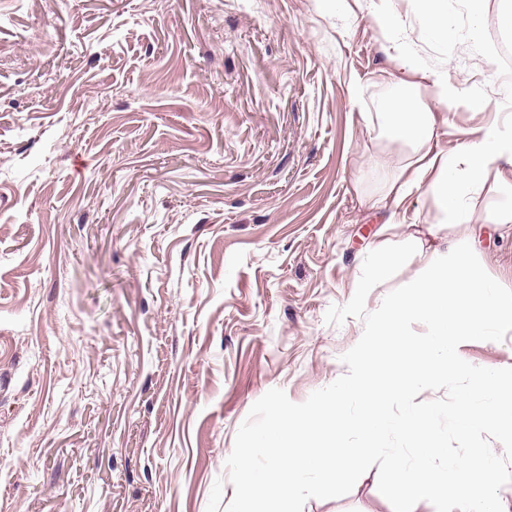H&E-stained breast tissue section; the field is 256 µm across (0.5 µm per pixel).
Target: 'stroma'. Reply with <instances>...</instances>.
<instances>
[{
  "instance_id": "stroma-1",
  "label": "stroma",
  "mask_w": 512,
  "mask_h": 512,
  "mask_svg": "<svg viewBox=\"0 0 512 512\" xmlns=\"http://www.w3.org/2000/svg\"><path fill=\"white\" fill-rule=\"evenodd\" d=\"M402 40L479 87L440 143L512 125V33L483 0H452L431 38L393 0ZM374 0H0V512H236L237 469L271 403L300 411L353 380L387 293L360 283L386 227L377 207L407 148L363 115L405 76ZM361 99H354L355 84ZM475 260L512 295V236L478 227ZM512 370V334L461 349ZM468 380L441 375L393 413L430 412L433 470L498 466L512 512V436L461 426ZM418 436L389 430L339 492L300 486L297 512H397L392 465Z\"/></svg>"
}]
</instances>
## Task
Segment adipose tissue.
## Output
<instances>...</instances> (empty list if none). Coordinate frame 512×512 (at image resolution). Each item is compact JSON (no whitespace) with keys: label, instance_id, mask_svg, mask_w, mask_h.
Segmentation results:
<instances>
[{"label":"adipose tissue","instance_id":"adipose-tissue-1","mask_svg":"<svg viewBox=\"0 0 512 512\" xmlns=\"http://www.w3.org/2000/svg\"><path fill=\"white\" fill-rule=\"evenodd\" d=\"M414 19L432 37L450 42L457 28L450 0H415ZM404 67L414 80L390 78L388 92L375 102L374 132L379 138L409 147L408 160L396 169L386 189L391 212L389 224L421 223L420 215H409L407 204L417 193L432 196L438 222L446 227L474 222L472 200L482 189L490 169L512 167V127L489 126L467 139L459 150L439 146V127L448 110L465 107L481 110L487 99L447 71L424 67L408 47L398 46ZM429 84L433 95L423 99L421 84ZM417 239L389 248L379 242L374 260L362 282L379 288L388 280L394 263L410 258ZM424 323V339L409 336L411 323ZM512 329V299L504 298L499 281L482 275L459 253L456 243L445 241L423 257V267L405 288L387 297L372 327L371 337L359 355L357 378L335 393L315 398L302 416L272 404L271 429L257 440L266 456L262 473L242 468L238 482L242 493L237 512H261L274 503L275 512H296L295 493L307 471L320 474V489L341 488L352 470L380 444L387 428L397 427L428 437L422 448V467L393 466L390 495L427 498L437 485L451 486L455 512H496L491 498L475 494L472 475L465 463L451 472L432 473L425 464L441 450L442 440L433 433L428 413H407L392 418V402L404 400L415 389L434 382L441 373L468 374L471 395L479 403L464 415L463 425L483 424L512 435V373L472 368L460 356L465 342ZM357 432L355 445H346L345 433ZM297 433L332 436L331 454L302 450L294 441Z\"/></svg>","mask_w":512,"mask_h":512}]
</instances>
